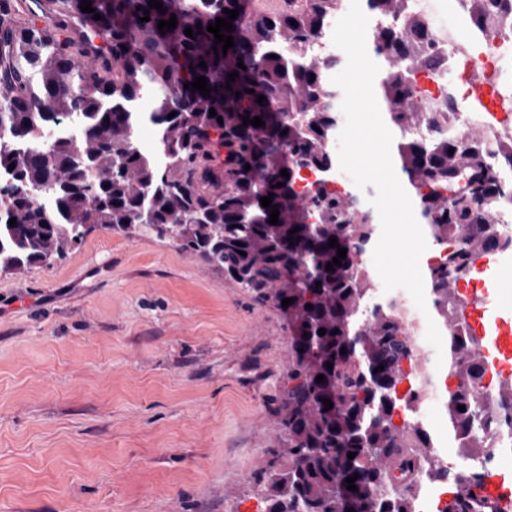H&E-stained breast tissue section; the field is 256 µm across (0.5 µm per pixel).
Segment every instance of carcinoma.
<instances>
[{
  "instance_id": "carcinoma-1",
  "label": "carcinoma",
  "mask_w": 512,
  "mask_h": 512,
  "mask_svg": "<svg viewBox=\"0 0 512 512\" xmlns=\"http://www.w3.org/2000/svg\"><path fill=\"white\" fill-rule=\"evenodd\" d=\"M159 2L166 12L148 0H91L96 20L83 0H44L48 23L38 27L20 0H0V271L19 276L94 232L150 236L220 268L288 316V371L268 405L278 442L253 476L266 512H416L424 482L445 478L447 512H483L482 478L427 466L435 445L420 409L429 372L409 340L413 319L378 297L363 262L378 232L373 214L352 188H330L337 157L324 144L336 136L339 90L322 73L337 60L325 62L318 45L338 0H288L278 14L253 13L248 0ZM493 2L467 0V23L481 25ZM225 8L239 9L226 53L207 31ZM409 11L410 0H365L368 48L385 73L400 173L439 256L425 277L455 380L448 430L471 461L487 453L496 423L478 397L483 362L458 283L475 251L512 249V236L495 228L512 148L490 158L478 126L458 138L423 134L414 74L432 57L426 33L406 24ZM173 15L177 26L160 33L158 21ZM198 76L210 96L184 89ZM145 96L149 112L139 108ZM245 115L265 125L245 126ZM144 121L158 133L154 155L134 141ZM313 168L326 177L304 202L296 186ZM340 247L346 258L326 270ZM285 298L294 302L284 308Z\"/></svg>"
}]
</instances>
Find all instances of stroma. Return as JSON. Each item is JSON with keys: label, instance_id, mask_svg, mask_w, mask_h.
I'll return each instance as SVG.
<instances>
[{"label": "stroma", "instance_id": "1", "mask_svg": "<svg viewBox=\"0 0 512 512\" xmlns=\"http://www.w3.org/2000/svg\"><path fill=\"white\" fill-rule=\"evenodd\" d=\"M283 314L146 236L0 273V512H263Z\"/></svg>", "mask_w": 512, "mask_h": 512}]
</instances>
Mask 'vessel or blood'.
<instances>
[{
  "label": "vessel or blood",
  "mask_w": 512,
  "mask_h": 512,
  "mask_svg": "<svg viewBox=\"0 0 512 512\" xmlns=\"http://www.w3.org/2000/svg\"><path fill=\"white\" fill-rule=\"evenodd\" d=\"M472 267L476 272L494 276L498 284L512 281V263L503 261L495 251L480 250L473 257ZM466 318L469 322L472 336L480 341L481 356H484L487 366L496 368L503 381H512V329L504 323L489 326L485 314L492 303L488 293L467 296ZM484 493L493 501L512 495V480H506L504 475L493 474L484 481Z\"/></svg>",
  "instance_id": "1"
}]
</instances>
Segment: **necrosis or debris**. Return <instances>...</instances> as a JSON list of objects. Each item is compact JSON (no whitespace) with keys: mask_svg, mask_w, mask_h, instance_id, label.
<instances>
[{"mask_svg":"<svg viewBox=\"0 0 512 512\" xmlns=\"http://www.w3.org/2000/svg\"><path fill=\"white\" fill-rule=\"evenodd\" d=\"M412 7L440 53L436 69L416 76L431 132L481 127L484 150L497 157L512 141V0L475 34L443 22L436 0H412Z\"/></svg>","mask_w":512,"mask_h":512,"instance_id":"necrosis-or-debris-1","label":"necrosis or debris"}]
</instances>
